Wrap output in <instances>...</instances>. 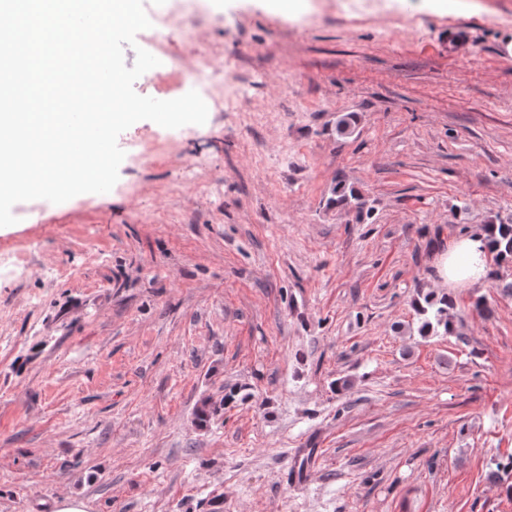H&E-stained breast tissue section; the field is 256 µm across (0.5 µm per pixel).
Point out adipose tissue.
I'll return each mask as SVG.
<instances>
[{"mask_svg":"<svg viewBox=\"0 0 512 512\" xmlns=\"http://www.w3.org/2000/svg\"><path fill=\"white\" fill-rule=\"evenodd\" d=\"M488 242L484 233L460 237L436 262L437 275L442 283L466 285L482 284L487 273Z\"/></svg>","mask_w":512,"mask_h":512,"instance_id":"ef3b65f1","label":"adipose tissue"}]
</instances>
